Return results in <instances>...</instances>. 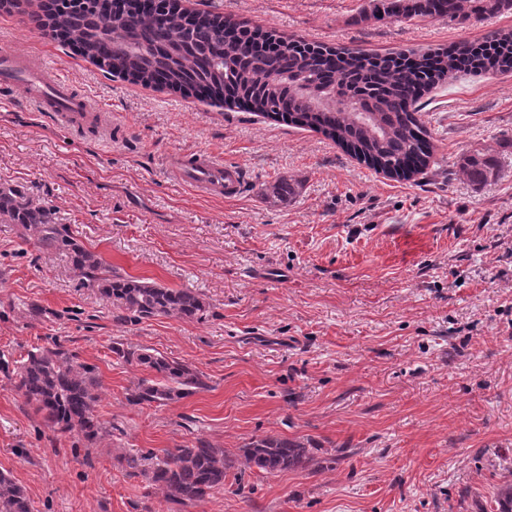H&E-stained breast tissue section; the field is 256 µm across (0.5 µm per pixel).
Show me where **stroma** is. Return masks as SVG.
<instances>
[{
  "label": "stroma",
  "instance_id": "obj_1",
  "mask_svg": "<svg viewBox=\"0 0 512 512\" xmlns=\"http://www.w3.org/2000/svg\"><path fill=\"white\" fill-rule=\"evenodd\" d=\"M253 26L366 52L437 48L512 31V12L460 24L363 19L368 0H182ZM40 0L0 9V46L46 59L111 136L53 124L20 92L0 98V183L25 187L120 273L203 294L204 319L130 325L81 287L67 254L0 223V356L60 340L97 365L112 438L74 449L0 369V471L33 512H497L512 484V73L460 76L424 108L434 161L395 180L320 134L112 77L41 35ZM238 166L237 196L183 183L171 157ZM482 153L495 174L460 172ZM285 179L295 193L268 199ZM184 360L205 390L128 402L144 367L113 343ZM311 440L318 461L246 471L181 507L117 458L202 438Z\"/></svg>",
  "mask_w": 512,
  "mask_h": 512
}]
</instances>
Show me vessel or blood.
Instances as JSON below:
<instances>
[{
  "instance_id": "obj_1",
  "label": "vessel or blood",
  "mask_w": 512,
  "mask_h": 512,
  "mask_svg": "<svg viewBox=\"0 0 512 512\" xmlns=\"http://www.w3.org/2000/svg\"><path fill=\"white\" fill-rule=\"evenodd\" d=\"M19 87L23 88L27 103L65 127L104 125L103 114L89 108L84 98L74 95L55 68L38 58L22 63L10 50L1 48L0 90L6 92ZM172 168L179 178L208 195L228 198L240 190L239 170L213 158L184 153L173 159Z\"/></svg>"
}]
</instances>
